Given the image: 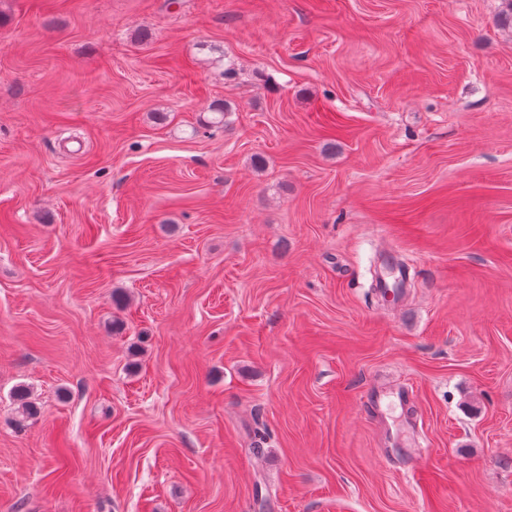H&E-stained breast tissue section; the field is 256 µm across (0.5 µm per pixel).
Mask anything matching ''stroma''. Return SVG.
I'll return each instance as SVG.
<instances>
[{"instance_id": "1", "label": "stroma", "mask_w": 512, "mask_h": 512, "mask_svg": "<svg viewBox=\"0 0 512 512\" xmlns=\"http://www.w3.org/2000/svg\"><path fill=\"white\" fill-rule=\"evenodd\" d=\"M502 8L0 0V512H512Z\"/></svg>"}]
</instances>
